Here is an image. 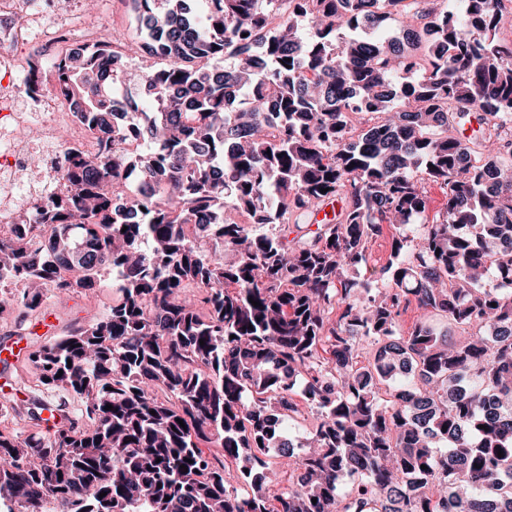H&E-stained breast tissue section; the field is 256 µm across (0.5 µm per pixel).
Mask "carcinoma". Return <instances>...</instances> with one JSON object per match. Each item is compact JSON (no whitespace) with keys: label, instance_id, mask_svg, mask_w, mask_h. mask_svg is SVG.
Instances as JSON below:
<instances>
[{"label":"carcinoma","instance_id":"1","mask_svg":"<svg viewBox=\"0 0 512 512\" xmlns=\"http://www.w3.org/2000/svg\"><path fill=\"white\" fill-rule=\"evenodd\" d=\"M129 2L126 48L52 57L100 153L40 210L48 244L0 236V283H23L0 315L117 273L105 316L29 355L80 413L0 431V508L512 512L505 0ZM128 53L151 103L140 155L109 151L125 130L103 65ZM473 114L478 135L449 133ZM137 176L153 198L105 190ZM330 199L335 222L290 223ZM386 228V264L351 277Z\"/></svg>","mask_w":512,"mask_h":512}]
</instances>
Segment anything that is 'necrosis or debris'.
I'll use <instances>...</instances> for the list:
<instances>
[{
    "label": "necrosis or debris",
    "mask_w": 512,
    "mask_h": 512,
    "mask_svg": "<svg viewBox=\"0 0 512 512\" xmlns=\"http://www.w3.org/2000/svg\"><path fill=\"white\" fill-rule=\"evenodd\" d=\"M26 0H0V234L16 231L40 235V227L23 224V210H35L50 197L63 196L66 182L62 177L71 166L75 153L96 155L99 143L92 130L71 112L69 99L54 76L43 85L17 84L13 61L6 46L28 41L27 27L16 19ZM26 65L42 67L45 44L28 41ZM42 157L43 170L37 179L27 177L32 156ZM25 187L24 200H17L16 190Z\"/></svg>",
    "instance_id": "necrosis-or-debris-1"
}]
</instances>
